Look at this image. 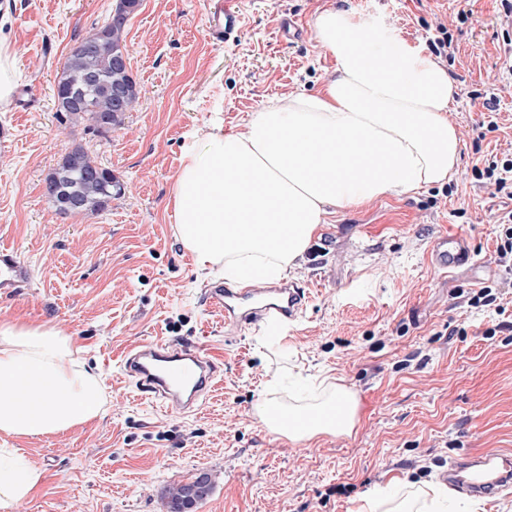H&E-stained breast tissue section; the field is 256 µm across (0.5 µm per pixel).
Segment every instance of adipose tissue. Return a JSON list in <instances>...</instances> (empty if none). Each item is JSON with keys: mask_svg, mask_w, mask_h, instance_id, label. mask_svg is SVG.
Wrapping results in <instances>:
<instances>
[{"mask_svg": "<svg viewBox=\"0 0 512 512\" xmlns=\"http://www.w3.org/2000/svg\"><path fill=\"white\" fill-rule=\"evenodd\" d=\"M336 61L316 92L271 99L242 131L212 123L183 148L169 188L173 231L198 278L241 285L287 277L328 216L385 196L449 182L460 133L448 118L456 87L447 71L376 11L330 8L313 18ZM83 349L50 323L0 321V434H63L104 410V387ZM265 385L257 413L294 441L351 433L357 401L345 386L311 408L276 405ZM45 482L15 448H0V512ZM470 512L441 484L408 485L404 495L368 490L358 512Z\"/></svg>", "mask_w": 512, "mask_h": 512, "instance_id": "ef3b65f1", "label": "adipose tissue"}]
</instances>
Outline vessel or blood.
Here are the masks:
<instances>
[{
    "label": "vessel or blood",
    "mask_w": 512,
    "mask_h": 512,
    "mask_svg": "<svg viewBox=\"0 0 512 512\" xmlns=\"http://www.w3.org/2000/svg\"><path fill=\"white\" fill-rule=\"evenodd\" d=\"M243 18L237 0H210L206 35L215 43L237 37ZM434 266L453 270L469 263L472 253L455 235L436 237L430 248ZM306 297L297 285L234 289H207L210 308L222 312L225 322L248 324L265 318L294 319ZM126 376L149 397L170 408L195 410L215 388L221 360L209 349L181 346L164 340H145L127 348L121 359ZM442 478L459 491L492 499L512 489V453L489 451L451 465Z\"/></svg>",
    "instance_id": "vessel-or-blood-1"
}]
</instances>
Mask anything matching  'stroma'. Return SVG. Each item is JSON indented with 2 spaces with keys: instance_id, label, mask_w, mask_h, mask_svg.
Listing matches in <instances>:
<instances>
[{
  "instance_id": "1",
  "label": "stroma",
  "mask_w": 512,
  "mask_h": 512,
  "mask_svg": "<svg viewBox=\"0 0 512 512\" xmlns=\"http://www.w3.org/2000/svg\"><path fill=\"white\" fill-rule=\"evenodd\" d=\"M115 6L0 0V36L21 73L0 107V249L22 269L0 288V320L65 329L106 400L100 418L66 434L0 441L46 475L14 512H167L165 488L200 472L213 489L196 512H357L390 477L424 485L452 460L512 450V288L496 253L512 202L472 177L476 163L512 153V18L501 0H242L238 37L219 45L205 35L206 0H141L126 28L137 107L108 134L72 129L56 114L58 78ZM330 6L377 10L424 48L448 27L454 54L442 63L458 89L448 117L460 156L444 186L329 216L288 275L310 294L282 344L266 323L229 327L207 306L210 283L176 240L167 201L197 128L238 130L270 99L320 87L335 62L312 17ZM490 96L499 129L489 134ZM77 145L124 193L103 211L65 216L45 184ZM442 233L467 240L472 264L430 263ZM484 286L498 289L496 306H469ZM155 336L223 346L221 380L198 410L162 407L121 370L125 348ZM298 373L355 394L353 434L294 442L268 431L255 413L268 380L282 379L284 404L321 399L292 382Z\"/></svg>"
}]
</instances>
